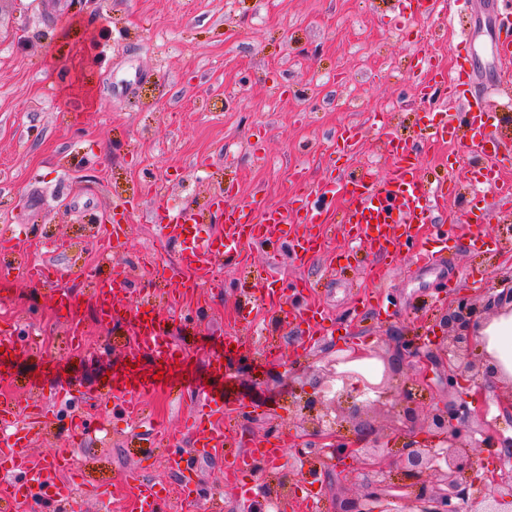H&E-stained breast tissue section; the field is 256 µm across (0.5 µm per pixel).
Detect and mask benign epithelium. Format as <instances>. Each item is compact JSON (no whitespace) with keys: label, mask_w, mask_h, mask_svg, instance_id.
Wrapping results in <instances>:
<instances>
[{"label":"benign epithelium","mask_w":512,"mask_h":512,"mask_svg":"<svg viewBox=\"0 0 512 512\" xmlns=\"http://www.w3.org/2000/svg\"><path fill=\"white\" fill-rule=\"evenodd\" d=\"M487 305L461 293L448 306L435 327L439 352L424 350L418 336H394L393 357L384 360L382 379L373 383L354 370L336 371L338 385L316 382L317 394L303 408L319 411L312 419L310 436L330 454L327 461L346 478L355 473L347 465L361 464L366 480L360 492L345 499L337 512H398L388 506L387 488L397 476L401 501L413 512H512V492L501 494L498 482L480 473L477 448L511 455L512 442L469 407L473 396L492 390L493 371L476 354V330ZM411 364L408 381L393 383L404 363ZM440 371L448 399L427 407L421 426L393 425L386 433L371 423H354L355 436L343 434L362 409L383 406L412 419L419 405L418 391L428 386L432 369ZM333 397H328V394ZM374 394L376 399L367 398ZM366 400H360V397Z\"/></svg>","instance_id":"7a95c632"}]
</instances>
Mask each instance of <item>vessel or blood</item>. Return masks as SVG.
<instances>
[{
  "mask_svg": "<svg viewBox=\"0 0 512 512\" xmlns=\"http://www.w3.org/2000/svg\"><path fill=\"white\" fill-rule=\"evenodd\" d=\"M448 88L447 77L437 75L422 85L418 93L437 103L440 121L436 138L459 144L474 174H481L490 160L485 147L492 139L486 120L487 110L477 98L465 99L456 107L450 106ZM383 145L393 159L386 176L375 177L363 170L349 173L340 182L331 178L315 189L303 190L300 198L287 208L264 207L257 210L238 203L235 189L229 186L214 196L209 213L165 210L162 239L179 245L177 273L184 291L193 294L210 287L209 275L218 260L233 257L246 246H264L276 234L286 231L293 234L292 252L297 264H305L319 256L326 242L323 231L325 212L311 204L310 199L314 196L323 198L339 190L349 196L342 223L361 232H370L378 254L395 257L401 245L416 236L419 224L425 222L427 215L440 210L447 190L443 187L432 190L425 186L408 146L390 137L385 138ZM217 215L222 216V225L218 231H208V224ZM127 280L125 270H114L110 278L94 283L93 298L102 322L126 320L134 327L132 357L136 364L133 372L135 386L130 390L118 389L116 395L121 412L133 417L139 413L138 399L141 395L167 387V380L157 379V372H170L176 365L188 363L190 356L174 340L158 331L154 317L145 307L131 311L113 304L114 289L126 287ZM56 303L69 312L74 338H81L83 326L75 314V295L67 289L58 290ZM261 304L271 309L287 308L292 319L303 326L307 336L320 334L325 327L327 316L323 308L290 305L287 289L277 283H270ZM226 411L223 397L207 390L201 391L193 413L183 424V430L197 435L203 451L212 455L223 454ZM256 459L274 464L281 459L280 450L261 441L236 456L232 464L242 469L251 466ZM70 462V454L64 450L57 452L46 464L34 462L22 435L0 442V469L12 475L11 480L0 482V505L26 500L33 488L42 485L46 472L67 468ZM128 479L135 488L131 512H160L159 505L164 497L162 487L141 480L134 472L129 473Z\"/></svg>",
  "mask_w": 512,
  "mask_h": 512,
  "instance_id": "obj_1",
  "label": "vessel or blood"
}]
</instances>
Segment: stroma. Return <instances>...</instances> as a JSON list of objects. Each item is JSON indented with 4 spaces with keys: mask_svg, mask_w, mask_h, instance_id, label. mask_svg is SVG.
Wrapping results in <instances>:
<instances>
[{
    "mask_svg": "<svg viewBox=\"0 0 512 512\" xmlns=\"http://www.w3.org/2000/svg\"><path fill=\"white\" fill-rule=\"evenodd\" d=\"M490 3L462 0L446 10L427 0H0V302L12 307L0 333L27 338L4 367L9 396L0 399V416L11 420L46 402L48 422L28 434L33 460L67 450L80 471L60 473L61 482L112 486L121 495L119 478L136 470L166 488L190 484L200 512H212L215 499L221 512H243L248 497L266 490L286 503L301 497L313 512H337L356 494L359 482L327 466L320 485L299 487L286 446L280 467L231 483L225 467L272 434L303 436L311 415L297 401L357 342L372 343L382 367L391 336L426 335L456 289L484 301L512 290V205L474 181L457 152L431 142L438 118L415 94L428 65L457 67L470 27L467 66L478 90L493 109L512 97L490 45L512 20ZM403 16L415 26H400ZM353 124L356 146L339 149ZM387 135L415 147L424 181L456 185L449 212L480 222L456 225L444 242L423 235V249L444 253L434 265L417 266L402 249L388 264L379 305L357 303L372 290L375 250L340 224L304 266L292 265L278 243L219 261L224 285L205 289L202 311L191 301L171 306L177 281L138 268L139 251L157 245L155 209L206 212L229 185L239 200L283 208L303 183L361 167L385 175ZM132 196L138 209L123 222L111 263H102L99 222ZM14 229L40 244L37 263L61 268L58 285L82 298L79 315L93 336L87 348L70 346L53 302L58 285L32 284L18 271L19 257L2 239ZM475 232L491 249H470ZM160 248L177 254L175 245ZM116 266L153 291L159 331L193 357L168 389L142 396L144 417L133 426L113 410L115 388L128 383L131 327L99 326L91 303L94 280ZM272 269L329 314V331L314 344L290 316L257 307ZM217 356L225 362L219 373L211 364ZM203 387L227 403L233 440L223 457L198 458L187 476L168 469L164 455L193 446L181 422ZM68 408L83 414L86 429L71 428Z\"/></svg>",
    "mask_w": 512,
    "mask_h": 512,
    "instance_id": "obj_1",
    "label": "stroma"
}]
</instances>
